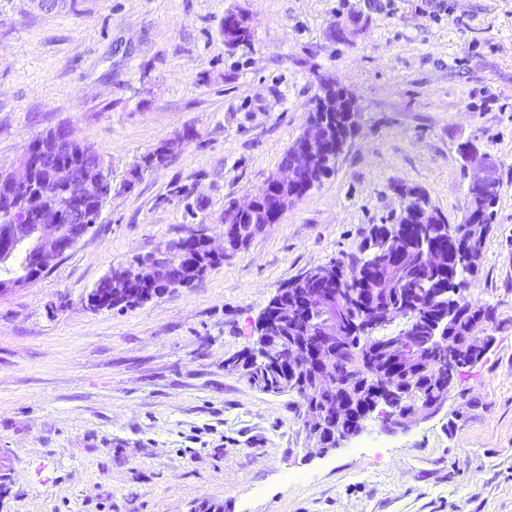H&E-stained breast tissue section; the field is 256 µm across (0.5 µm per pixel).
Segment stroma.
Here are the masks:
<instances>
[{"label":"stroma","instance_id":"obj_1","mask_svg":"<svg viewBox=\"0 0 512 512\" xmlns=\"http://www.w3.org/2000/svg\"><path fill=\"white\" fill-rule=\"evenodd\" d=\"M229 13L248 46L225 44ZM323 79L362 109L333 176L203 280L88 307L131 255L221 237ZM60 125L103 155L112 196L48 274L0 293V512H512V0H0V170ZM465 141L502 181L467 290L494 307V341L436 416L372 417L320 452L289 396L229 361L280 287L361 256L409 189L459 223Z\"/></svg>","mask_w":512,"mask_h":512}]
</instances>
